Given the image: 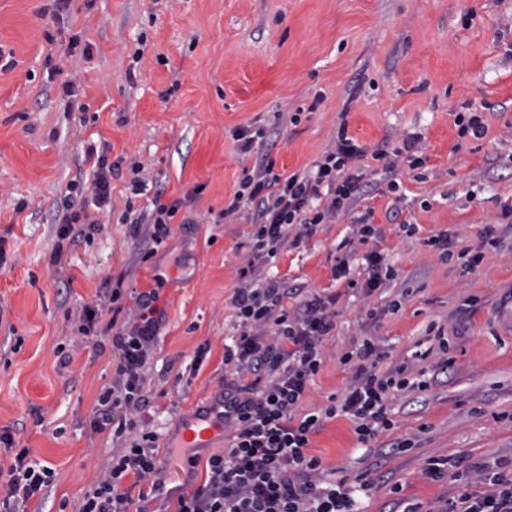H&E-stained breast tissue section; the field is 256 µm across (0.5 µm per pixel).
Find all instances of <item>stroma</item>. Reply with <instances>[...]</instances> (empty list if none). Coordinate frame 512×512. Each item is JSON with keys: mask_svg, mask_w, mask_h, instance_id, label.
<instances>
[{"mask_svg": "<svg viewBox=\"0 0 512 512\" xmlns=\"http://www.w3.org/2000/svg\"><path fill=\"white\" fill-rule=\"evenodd\" d=\"M74 36L90 57L65 56ZM0 48L15 61L0 70V429L55 471L28 512H77L125 446L89 431L115 363L74 329L110 276L139 289L164 279L151 403L137 420L158 436L167 488L194 490L204 459L223 450L220 437L196 449L201 464L190 469L170 443L223 391L224 348L239 333L231 296L252 283L241 269L255 227L221 217L253 164L231 138L248 125L266 130L258 150L284 175L311 169L342 123L368 151L361 200L261 267L301 294L336 299L307 406L343 392L349 376L337 357L366 339L382 353L381 369L408 362L409 377L422 370L432 379L392 399L393 430L363 443L347 418H335L313 436L311 455L352 487L359 512H440L462 490L484 492L476 471L512 470V323L500 317L512 295V0H70L60 12L53 0H0ZM66 82L78 111L65 109ZM468 103L488 107L482 139L457 136L454 114ZM412 133L422 135L426 160L399 165L398 202L371 154ZM88 142L121 164L112 203L54 270L58 216ZM135 162L145 164L150 191L134 197ZM157 189L166 203L194 195V225L173 224L158 248L128 244L126 208L149 207ZM363 215L398 271L369 295L333 278L346 253L351 278L367 276ZM490 226L501 242L472 273L424 244L448 230L457 248H474ZM395 300L400 310H391ZM437 328L450 344L445 370ZM61 347L72 355L64 367ZM432 458L457 461L459 480L428 478Z\"/></svg>", "mask_w": 512, "mask_h": 512, "instance_id": "35a3bbf8", "label": "stroma"}]
</instances>
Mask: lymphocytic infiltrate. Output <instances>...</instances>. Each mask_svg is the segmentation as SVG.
<instances>
[{"label":"lymphocytic infiltrate","instance_id":"1","mask_svg":"<svg viewBox=\"0 0 512 512\" xmlns=\"http://www.w3.org/2000/svg\"><path fill=\"white\" fill-rule=\"evenodd\" d=\"M232 137L242 154L255 156L223 211L231 217L242 206L250 208L255 244L245 269L251 273L284 247L299 245L320 225L335 223L350 209L361 189L364 156L380 162L390 176L386 189L393 194L400 191L393 178L399 159H406L412 170L424 162L421 136H404L392 149L370 154L342 125L333 148L312 171L282 175L274 172L267 154L255 151L264 137L262 129L238 128ZM83 164L93 179L87 182L79 177L68 185L70 198L49 257L53 267L60 265L66 247L96 230L98 220L89 214V207L103 208L112 199V173L119 170V163L109 162L90 145L84 150ZM189 204L186 198L168 203L153 199L152 210L140 212L128 223L127 241L138 242L146 234L153 244L162 245L171 235L172 219ZM357 234L359 243L368 247L363 289L371 293L394 279L397 271L377 246L373 224L359 220ZM291 295L277 280L234 290L231 304L241 332L235 348L224 352L225 364L235 372L234 379L224 384V420L233 424L234 435L224 451L207 459L203 485L179 496L176 512H352L345 487L327 481L321 460L309 454L312 437L326 420L345 417L354 424L360 441L374 439L394 427L387 405L391 395L428 387V380L407 378L404 364L380 372L382 355L367 339L338 358L349 374L341 396L329 397L326 406L304 409L307 390L323 367V342L336 327V299L314 294L291 309L284 304ZM122 297L123 288L118 285L105 299L85 304L76 327L86 338L111 331L116 361L112 383L103 389L92 411L90 429L129 439L123 452L106 461L101 480L85 494L78 512H130L136 502L161 500L165 491L156 457L157 437L137 430L134 420L150 404L145 372L165 317L161 290L139 291L135 317L123 324L107 315ZM0 444L16 451L0 497V512H22L29 500L42 498L53 471L31 459L28 449L16 448L10 432L0 431ZM489 482L491 487L484 493L464 492L448 499L442 512H512V477L498 474Z\"/></svg>","mask_w":512,"mask_h":512}]
</instances>
